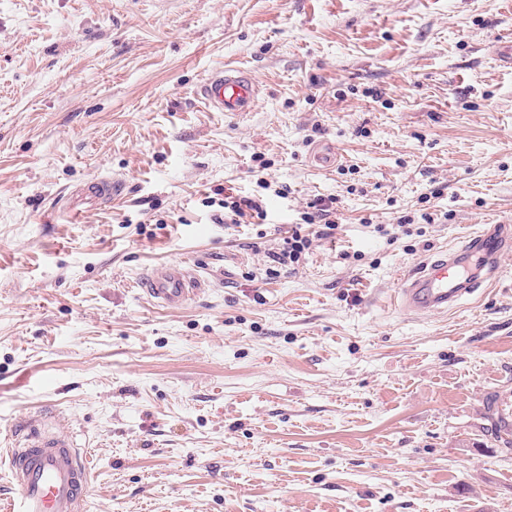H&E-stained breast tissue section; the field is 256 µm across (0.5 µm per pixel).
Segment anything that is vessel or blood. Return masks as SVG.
<instances>
[{
    "instance_id": "vessel-or-blood-1",
    "label": "vessel or blood",
    "mask_w": 512,
    "mask_h": 512,
    "mask_svg": "<svg viewBox=\"0 0 512 512\" xmlns=\"http://www.w3.org/2000/svg\"><path fill=\"white\" fill-rule=\"evenodd\" d=\"M198 94L213 112H249L259 88L244 71L225 68L206 77ZM123 182L91 181L82 185L79 199L98 202L123 194ZM512 250V225L488 224L466 239L461 248L427 260L403 280L397 305L421 315L445 312L500 275L499 257ZM150 300L179 308L203 292L205 283L180 264H164L139 280ZM60 417L30 415L8 434V455L1 459L10 472L11 494L0 501V512H84L89 488L87 455L62 432Z\"/></svg>"
}]
</instances>
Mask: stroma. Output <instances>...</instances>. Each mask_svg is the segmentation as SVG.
Returning <instances> with one entry per match:
<instances>
[{
	"label": "stroma",
	"instance_id": "obj_1",
	"mask_svg": "<svg viewBox=\"0 0 512 512\" xmlns=\"http://www.w3.org/2000/svg\"><path fill=\"white\" fill-rule=\"evenodd\" d=\"M509 34L512 0H0V429L65 416L87 512H512V253L457 309L393 302L512 218ZM226 67L253 111L198 97ZM317 198L335 234L249 280ZM179 262L206 292L151 304ZM125 185L118 180L108 182L105 180L87 182L76 193L80 200L100 202L104 199H114L123 194ZM224 208V224H262L267 217L262 200L257 197H235L232 194H225L222 200ZM248 218L258 222H246ZM138 284L153 303L166 308L183 307L205 290L204 281L190 276L178 263L152 269Z\"/></svg>",
	"mask_w": 512,
	"mask_h": 512
}]
</instances>
